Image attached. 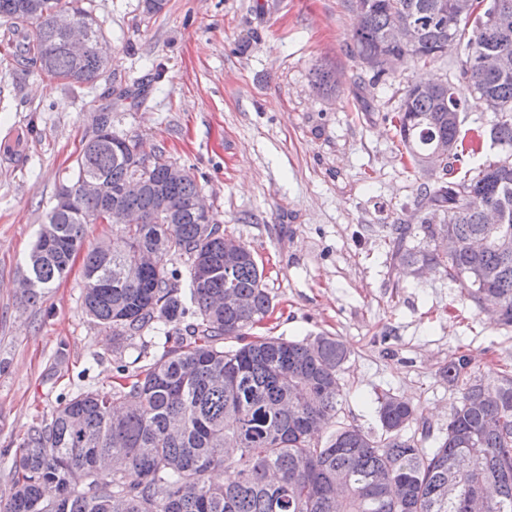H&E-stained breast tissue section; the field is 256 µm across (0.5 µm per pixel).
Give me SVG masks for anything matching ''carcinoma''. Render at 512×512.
<instances>
[{
    "instance_id": "1",
    "label": "carcinoma",
    "mask_w": 512,
    "mask_h": 512,
    "mask_svg": "<svg viewBox=\"0 0 512 512\" xmlns=\"http://www.w3.org/2000/svg\"><path fill=\"white\" fill-rule=\"evenodd\" d=\"M27 0H0V26L11 39L13 60L27 71L69 84H87L106 61L90 52L77 63L51 10L63 6L91 22V39L103 34L93 0H41L39 11L20 12ZM445 0H363L352 40L359 59L383 53L403 55L407 65L444 55L453 36L466 41L467 56L456 76V97L436 96L418 84L406 87L391 122L410 164L428 176L421 206L445 215L442 224L421 220L425 238L456 239L448 253L409 248L399 237L397 256L414 267L435 264L448 280L479 301L496 299L501 321L512 324V70L468 77L487 51L512 58V32L489 38L466 20L439 21ZM420 24L417 46L385 42L395 23ZM476 94L491 110L488 127L462 130L465 93ZM441 140L455 146L443 161V179L422 164ZM496 160L475 170L467 158L486 145ZM136 140L112 131L106 121L83 145L73 178L62 184L45 215L29 255L36 302L69 272L76 254L84 259L83 307L96 323L123 342L141 346L133 374L111 394L85 390L53 409L48 422L31 427L14 459L12 492L3 512H469L477 490L486 512H512V375L490 388L472 372L466 353L448 358L444 375L458 391V404L435 448L404 435L421 415L410 403L386 392L377 398L381 432L346 425L327 440L316 432L336 419L343 400L339 376L349 357L346 345L327 333L302 339L252 335L274 309L253 252L241 245L224 254V229L214 216L192 207L201 192L185 171L172 182L170 163L146 170L136 160ZM97 176L108 186L103 196H86L76 186ZM140 180L137 194L124 185ZM166 193L173 212H159ZM118 204L131 223L112 229V248L85 247L90 224ZM502 217L492 246L475 254L471 238L486 231L484 211ZM174 254L188 264V289L176 271L135 266L138 253ZM217 265L203 279V262ZM231 288L248 300L244 309L218 307L215 299ZM238 346L224 349V340ZM233 468L236 480L208 479L216 468ZM55 486L47 499L44 488Z\"/></svg>"
}]
</instances>
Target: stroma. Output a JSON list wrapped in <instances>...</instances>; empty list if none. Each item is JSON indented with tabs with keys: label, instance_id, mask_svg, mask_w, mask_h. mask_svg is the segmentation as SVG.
Returning a JSON list of instances; mask_svg holds the SVG:
<instances>
[{
	"label": "stroma",
	"instance_id": "obj_1",
	"mask_svg": "<svg viewBox=\"0 0 512 512\" xmlns=\"http://www.w3.org/2000/svg\"><path fill=\"white\" fill-rule=\"evenodd\" d=\"M112 54L91 84L68 86L10 63L0 45V500L30 427L80 390L118 382L140 341L117 344L83 310V260L28 305L18 283L93 118L145 154L190 168L227 235L264 268L275 305L264 332H327L348 346L337 425L379 431L382 391L409 400L436 447L458 393L441 371L467 353L484 375L512 371V325L445 277L395 257L394 229L422 240L423 174L406 164L385 114L408 83L456 75L464 45L374 78L354 54L347 0H95ZM331 71L336 90L314 85Z\"/></svg>",
	"mask_w": 512,
	"mask_h": 512
}]
</instances>
